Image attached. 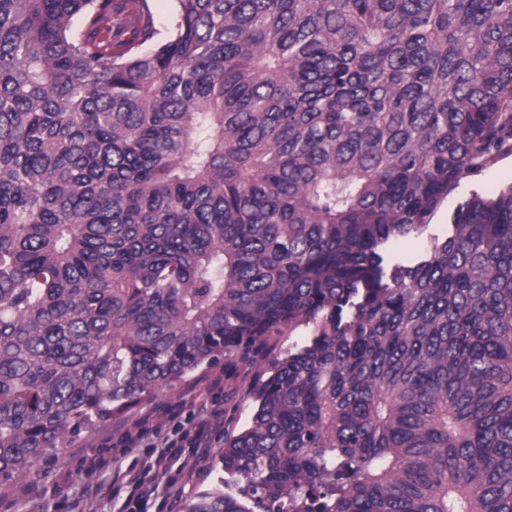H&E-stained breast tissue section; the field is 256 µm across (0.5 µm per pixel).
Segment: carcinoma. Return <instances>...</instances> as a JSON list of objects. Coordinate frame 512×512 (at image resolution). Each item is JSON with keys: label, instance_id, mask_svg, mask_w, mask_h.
<instances>
[{"label": "carcinoma", "instance_id": "obj_1", "mask_svg": "<svg viewBox=\"0 0 512 512\" xmlns=\"http://www.w3.org/2000/svg\"><path fill=\"white\" fill-rule=\"evenodd\" d=\"M0 0V484L309 330L186 512H512V0ZM512 182V156H506L486 168L478 176L462 182L438 208L433 219L419 238H400L390 244L388 253L393 263L410 265L417 261L430 237H444L448 233L450 217L459 202L477 192L484 197L495 196L500 188Z\"/></svg>", "mask_w": 512, "mask_h": 512}]
</instances>
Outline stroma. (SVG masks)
Returning a JSON list of instances; mask_svg holds the SVG:
<instances>
[{
  "mask_svg": "<svg viewBox=\"0 0 512 512\" xmlns=\"http://www.w3.org/2000/svg\"><path fill=\"white\" fill-rule=\"evenodd\" d=\"M512 182V156H506L486 168L478 176L462 182L448 199L438 208L423 236L401 238L390 244L388 253L392 262L410 265L417 261L429 238L444 237L448 233L450 217L459 202L472 193L485 197L495 196L500 188ZM302 339L301 334L281 338L275 350L262 358L258 369L248 368L243 362L227 366L225 362L201 369L178 382L174 392L159 395L143 402L130 412L113 418L92 432L74 438L64 456L43 459L24 479L7 488L0 489V512H67L69 501L86 488L101 483L106 487L105 495L94 502L90 512H119L121 505H128L129 512H184L191 495L215 489L224 471L219 463V452L224 446V433L216 431L211 437L209 453L194 459L191 435L181 430L177 438L185 459L183 471H147L148 481L157 485V492L141 503L129 502V490L112 478L111 471H86L82 459L96 446L108 439L119 438L124 432L135 431L142 418H150L156 425H164L168 413H177L181 421H188L192 412L188 392L191 387L204 384L208 377L220 374L224 377V394L218 395L219 406L224 409L227 427L241 428L249 421L252 400L247 396L229 397L228 391L240 379L255 382L264 368L281 358L288 348Z\"/></svg>",
  "mask_w": 512,
  "mask_h": 512,
  "instance_id": "35a3bbf8",
  "label": "stroma"
}]
</instances>
